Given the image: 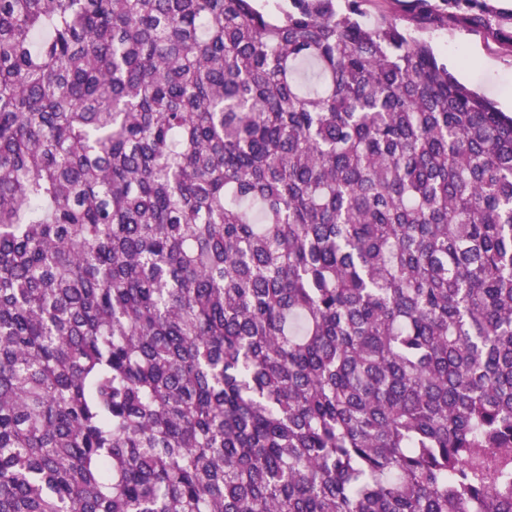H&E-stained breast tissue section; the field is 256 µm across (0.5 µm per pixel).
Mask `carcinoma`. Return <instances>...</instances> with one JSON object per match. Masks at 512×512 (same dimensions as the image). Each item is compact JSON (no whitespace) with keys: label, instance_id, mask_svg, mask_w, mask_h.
Returning a JSON list of instances; mask_svg holds the SVG:
<instances>
[{"label":"carcinoma","instance_id":"obj_1","mask_svg":"<svg viewBox=\"0 0 512 512\" xmlns=\"http://www.w3.org/2000/svg\"><path fill=\"white\" fill-rule=\"evenodd\" d=\"M0 0V512H512L487 0ZM417 37L426 39L461 83L485 94L512 113V47L481 27L448 25Z\"/></svg>","mask_w":512,"mask_h":512}]
</instances>
